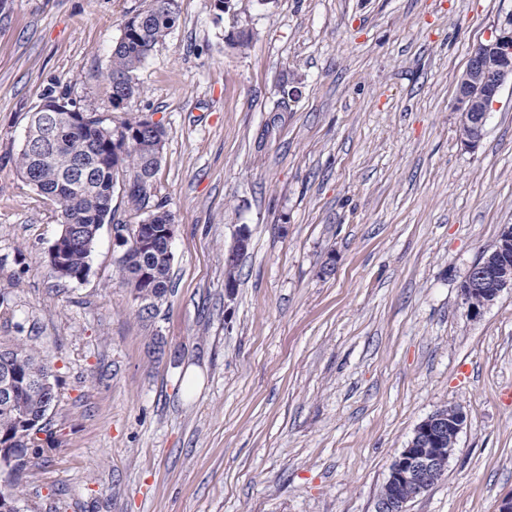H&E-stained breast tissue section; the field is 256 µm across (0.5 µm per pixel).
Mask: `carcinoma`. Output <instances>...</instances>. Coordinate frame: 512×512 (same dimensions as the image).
Returning a JSON list of instances; mask_svg holds the SVG:
<instances>
[{"label":"carcinoma","mask_w":512,"mask_h":512,"mask_svg":"<svg viewBox=\"0 0 512 512\" xmlns=\"http://www.w3.org/2000/svg\"><path fill=\"white\" fill-rule=\"evenodd\" d=\"M179 16L178 0H148L144 9L124 22L106 72L112 110L125 114L119 124L106 125L96 113L85 111L84 123L75 132L69 127L66 113L47 108L50 100H65L51 93L29 114L27 132L33 134V142L22 145L17 167L28 185L60 203V224L80 228V240L66 256L67 281L85 278L99 229L115 222L112 198L117 180H122L127 204L145 214L143 231H159L173 223L164 205H150L166 131L159 122L149 124L132 104L141 94L135 71L174 30ZM170 268L167 243L160 236L154 238L152 248L142 253L139 261L122 258L118 263L121 283L131 292L151 293L161 300L169 291ZM0 353L13 357L12 368L18 379L14 402H0V435L15 436L24 431L22 418L32 419L29 432L17 443L25 449L34 431L47 426L57 394L53 388L36 386L49 368L22 339L0 336Z\"/></svg>","instance_id":"cac0c4a2"}]
</instances>
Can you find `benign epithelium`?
Wrapping results in <instances>:
<instances>
[{
	"mask_svg": "<svg viewBox=\"0 0 512 512\" xmlns=\"http://www.w3.org/2000/svg\"><path fill=\"white\" fill-rule=\"evenodd\" d=\"M512 84V28L503 30L494 40L474 52L457 79L456 109L462 113L459 140L474 148L483 139L490 105L501 88ZM115 245L127 252L132 226H112ZM76 236V228L64 226L49 246L45 258L56 274L65 273V256ZM251 242L246 225L238 227L232 243L224 250V266L248 250ZM506 290L512 291V227L503 228L499 242L473 264L463 281L461 293L467 312L477 316ZM15 382L9 372L0 375V401L13 400ZM466 424L460 410L433 412L414 428L407 446L389 468L386 484L390 490L377 498L375 512H408L409 503L432 488L444 476L440 463L452 455L451 447Z\"/></svg>",
	"mask_w": 512,
	"mask_h": 512,
	"instance_id": "obj_1",
	"label": "benign epithelium"
}]
</instances>
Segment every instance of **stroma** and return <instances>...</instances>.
<instances>
[{"label": "stroma", "instance_id": "obj_1", "mask_svg": "<svg viewBox=\"0 0 512 512\" xmlns=\"http://www.w3.org/2000/svg\"><path fill=\"white\" fill-rule=\"evenodd\" d=\"M179 5L135 73V109L167 132L153 200L177 226L145 320L111 225L83 281L50 276L60 206L16 165L47 94L120 120L105 73L145 0H0V291L58 392L23 512H374L415 426L448 407L466 425L409 512H497L512 292L473 318L461 285L512 225V87L468 149L456 80L512 0ZM251 242L250 232L245 224L238 227L232 243L224 250V266L225 269H230L233 266L235 259L242 253L248 250Z\"/></svg>", "mask_w": 512, "mask_h": 512}]
</instances>
